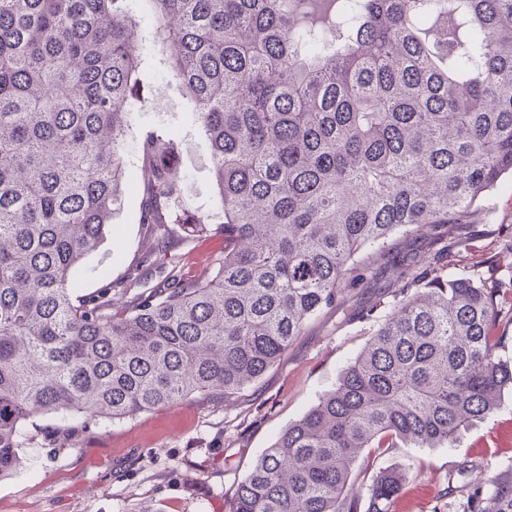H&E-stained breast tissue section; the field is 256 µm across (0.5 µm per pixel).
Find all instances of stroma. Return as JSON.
Segmentation results:
<instances>
[{"label":"stroma","instance_id":"obj_1","mask_svg":"<svg viewBox=\"0 0 512 512\" xmlns=\"http://www.w3.org/2000/svg\"><path fill=\"white\" fill-rule=\"evenodd\" d=\"M135 18L147 83L130 122L180 141V199L192 209H213L216 193L203 160L205 137L192 121L194 105L151 46L155 20L147 0H137ZM124 162L121 208L77 272V293L123 280L151 248L140 222L146 172L135 142H128ZM223 248L219 229L207 237L178 231L167 244L163 269L152 270L148 282L156 284L166 269L187 275L212 269ZM388 250L424 263L440 257L449 272L490 288L512 279V177L503 176L458 223L395 235ZM403 284L395 268L354 278L281 360L232 400L196 394L132 417L87 424L77 415L31 417L23 426L21 466L0 478V512H226L253 462L362 350L385 315L375 306L380 294ZM399 462L412 464L413 472L393 512H465L472 493L488 492L492 477L512 470V398L455 447L404 446L372 458L357 469V488L367 491L376 473Z\"/></svg>","mask_w":512,"mask_h":512}]
</instances>
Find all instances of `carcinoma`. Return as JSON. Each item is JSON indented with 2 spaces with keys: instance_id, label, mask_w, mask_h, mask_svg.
Wrapping results in <instances>:
<instances>
[{
  "instance_id": "obj_1",
  "label": "carcinoma",
  "mask_w": 512,
  "mask_h": 512,
  "mask_svg": "<svg viewBox=\"0 0 512 512\" xmlns=\"http://www.w3.org/2000/svg\"><path fill=\"white\" fill-rule=\"evenodd\" d=\"M134 0H0V478L39 414L122 419L226 398L273 367L398 233L465 216L512 173V0H146L153 46L194 103L220 210L179 205V145L136 135L140 223L224 255L75 293L120 207L144 84ZM125 298L122 305L113 296ZM497 288L441 261L413 275L335 386L252 464L228 512H360L371 449L451 448L512 395ZM412 464L376 474L391 512ZM466 512H512V471ZM220 224H210L212 229L210 236L197 237L192 233L179 229L169 240L164 253L162 274L159 269H153L148 275L146 287L155 285L162 277L175 268L177 272L186 275L200 274L215 266L216 259L223 255L224 234L220 232ZM145 287V288H146Z\"/></svg>"
}]
</instances>
